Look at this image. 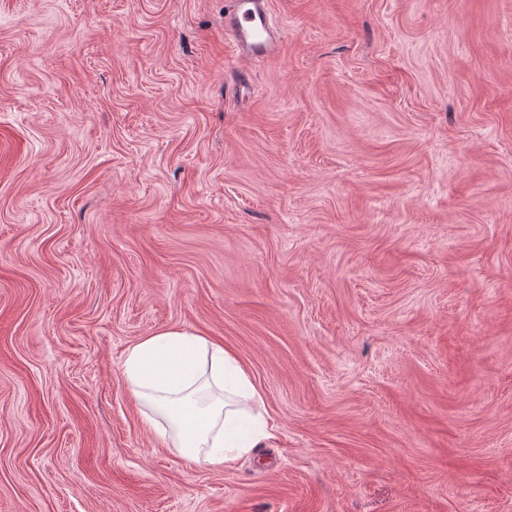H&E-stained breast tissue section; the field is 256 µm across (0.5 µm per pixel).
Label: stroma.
Instances as JSON below:
<instances>
[{
    "label": "stroma",
    "mask_w": 512,
    "mask_h": 512,
    "mask_svg": "<svg viewBox=\"0 0 512 512\" xmlns=\"http://www.w3.org/2000/svg\"><path fill=\"white\" fill-rule=\"evenodd\" d=\"M224 5L0 0V512H512V0H269L245 65ZM173 326L232 467L142 425ZM124 375L132 395L150 407L145 428L172 440L188 468L227 466L274 437L247 370L222 346L187 329L159 330L134 345ZM203 386L219 397L200 402Z\"/></svg>",
    "instance_id": "obj_1"
}]
</instances>
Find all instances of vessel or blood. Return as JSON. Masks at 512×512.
<instances>
[{"label":"vessel or blood","instance_id":"vessel-or-blood-1","mask_svg":"<svg viewBox=\"0 0 512 512\" xmlns=\"http://www.w3.org/2000/svg\"><path fill=\"white\" fill-rule=\"evenodd\" d=\"M224 31L235 58L262 61L275 57L279 36L267 9V0H229Z\"/></svg>","mask_w":512,"mask_h":512}]
</instances>
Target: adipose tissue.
I'll return each instance as SVG.
<instances>
[{"instance_id": "1", "label": "adipose tissue", "mask_w": 512, "mask_h": 512, "mask_svg": "<svg viewBox=\"0 0 512 512\" xmlns=\"http://www.w3.org/2000/svg\"><path fill=\"white\" fill-rule=\"evenodd\" d=\"M124 375L150 408L145 428L173 441L188 468L229 465L274 436L247 370L187 329L166 328L134 345Z\"/></svg>"}]
</instances>
